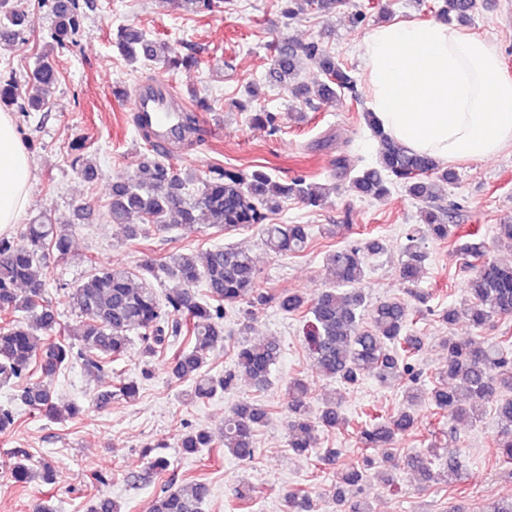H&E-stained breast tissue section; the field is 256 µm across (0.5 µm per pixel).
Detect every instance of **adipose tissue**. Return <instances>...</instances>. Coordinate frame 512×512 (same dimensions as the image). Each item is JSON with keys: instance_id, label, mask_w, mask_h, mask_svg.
<instances>
[{"instance_id": "ef3b65f1", "label": "adipose tissue", "mask_w": 512, "mask_h": 512, "mask_svg": "<svg viewBox=\"0 0 512 512\" xmlns=\"http://www.w3.org/2000/svg\"><path fill=\"white\" fill-rule=\"evenodd\" d=\"M370 109L408 150L475 162L512 146V77L497 44L439 20L372 27L360 46ZM32 161L0 111V233L29 207Z\"/></svg>"}]
</instances>
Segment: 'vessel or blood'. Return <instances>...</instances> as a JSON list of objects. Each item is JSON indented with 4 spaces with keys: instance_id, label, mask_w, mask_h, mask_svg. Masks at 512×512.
Wrapping results in <instances>:
<instances>
[{
    "instance_id": "vessel-or-blood-1",
    "label": "vessel or blood",
    "mask_w": 512,
    "mask_h": 512,
    "mask_svg": "<svg viewBox=\"0 0 512 512\" xmlns=\"http://www.w3.org/2000/svg\"><path fill=\"white\" fill-rule=\"evenodd\" d=\"M132 110L135 117L148 124L154 131L157 148L169 147L175 140L173 128V101L170 85L159 78L139 84L132 93Z\"/></svg>"
}]
</instances>
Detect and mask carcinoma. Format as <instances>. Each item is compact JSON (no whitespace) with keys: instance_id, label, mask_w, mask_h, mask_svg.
I'll return each instance as SVG.
<instances>
[{"instance_id":"cac0c4a2","label":"carcinoma","mask_w":512,"mask_h":512,"mask_svg":"<svg viewBox=\"0 0 512 512\" xmlns=\"http://www.w3.org/2000/svg\"><path fill=\"white\" fill-rule=\"evenodd\" d=\"M199 13L219 10L224 0H181ZM54 17L52 37L60 45L75 35L79 26L76 0H41ZM350 0H282V13L293 19L318 8L337 11ZM478 0H439L437 13L447 22L465 23L477 8ZM26 16L0 0V36L18 35ZM114 43L131 63H162L168 67L190 66L192 54H183L173 45L148 38L142 31L120 26ZM272 67L268 83L294 91L306 105L332 103L346 94H357V81L349 70L317 41L290 43L278 41L271 46ZM312 61L322 80L311 91L305 85L292 84L302 60ZM58 83V71L47 61H40L28 84L34 93L18 105V111L30 113L43 108ZM18 80L10 74L0 81V103L15 102ZM367 126L377 142L375 164L350 178L355 195L364 200L380 201L398 182L412 198L424 203L420 224L407 234L401 278L415 283L423 272L426 239L449 241L466 258L484 255L485 245L478 240L480 229L461 232V225L447 221L442 188L455 179L452 168L434 158L407 150L378 126L371 112L364 114ZM197 116L187 110L176 118V135L195 128ZM72 166L83 178L97 177V165L90 157L78 155ZM197 181L171 166L166 155L152 149L144 155L140 167L123 181L112 185L107 203V218L124 226L129 235L139 226L164 229L168 217L177 215L179 227L192 231L199 226L219 232L257 229L265 247L272 253L288 255L303 251L310 233L305 224H272L270 216L280 211L290 199L320 208L327 204L329 192L302 175L279 181L270 174L253 170L212 168L200 180V187L189 190ZM70 249L68 227L46 221L24 225L20 238L0 236V386L18 389L17 398L31 412L57 421L73 420L82 413L77 403L61 405L53 396L47 378L79 360L89 370L113 369L139 342L142 354L150 358L161 350L173 351L169 363L170 380L189 383L187 396L193 402L214 398L228 391L245 377L254 386L271 383L272 372L281 357V347L274 338L243 342L233 365L213 374L206 369L209 353L224 343V319L231 312L239 314L240 333L251 329L252 309L270 302L284 314H306V340L312 360L322 375L343 388H354L372 375L383 383L405 385L407 407L387 418L369 415V423L359 431V439L373 454L355 463L338 467V452L333 448L316 451V433L330 431L346 421L342 400L330 397L314 412L310 389L303 376L288 381L287 446L299 458H314V467L336 469L333 496L344 512H370L358 498L361 485L371 470L380 469L381 479L391 485L396 474L407 471L419 483L457 480L462 465L457 456L435 467L441 438L424 450L399 456L393 451L398 437L417 429L411 407L427 398L436 414L453 420L475 422L482 418L486 405H494L498 420L495 440L497 454L512 477V338L499 336L480 340L442 339L448 351L445 363L437 369L428 387L420 384L423 372L413 357L422 345V337L412 330L414 315L408 305L396 297L369 299L361 285L366 277L367 259L385 251L380 239H370L340 248L326 258L327 288L314 299L298 292L271 297L256 288L257 268L251 254L233 246L215 245L204 252L173 256L165 263L146 262L135 272L126 269H100L89 274L67 296L83 317L82 325L63 336L55 335L59 322L52 307L45 304L47 255L65 256ZM175 286L160 295L152 282L161 278ZM464 301L438 311L440 321L453 325L464 318L483 331L495 317L512 314V264L485 261L475 268L464 288ZM112 396L132 401L139 395L140 382L117 378ZM267 409L254 401L237 402L224 417L218 433L205 428H190L179 435L178 447L187 455H196L219 444L234 458L251 462L257 448L255 431L268 421ZM144 474L139 479L154 478L169 471L170 461L152 450L143 452ZM15 483L27 484L40 477L50 480L51 466L36 470L24 454L9 465ZM211 496L210 485L192 479L161 491L150 512H201ZM309 492H286L281 512H314Z\"/></svg>"}]
</instances>
